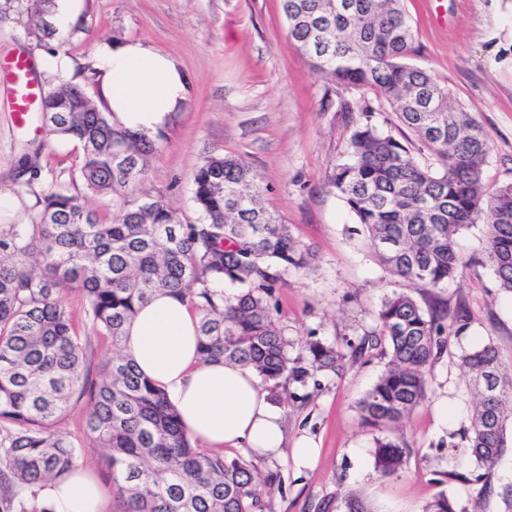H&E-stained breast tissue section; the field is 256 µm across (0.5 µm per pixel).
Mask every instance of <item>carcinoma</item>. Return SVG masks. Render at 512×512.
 <instances>
[{
    "mask_svg": "<svg viewBox=\"0 0 512 512\" xmlns=\"http://www.w3.org/2000/svg\"><path fill=\"white\" fill-rule=\"evenodd\" d=\"M288 36L316 75L349 90L372 91L437 159L420 164L409 147L371 122V109L351 113L347 159L330 187L367 233L392 274L436 289L460 268L457 236L484 225L483 249L501 290L512 293V183L484 190L490 145L482 129L448 100V89L405 62L415 35L403 0H280ZM52 0H34L27 35L53 34L45 15ZM48 135L81 146L79 177L91 195L130 189L152 151L144 136L112 124L85 88L62 83L41 107ZM197 217L182 221L162 201L130 203L112 221L60 186L40 200L27 224L0 230V512H51L41 484L68 473L79 453L59 429L72 400L87 409L86 436L106 451V467L121 512H269L261 477L241 458L200 450L167 393L142 376L126 351L127 326L159 292L189 299L199 312V347L206 363L252 368L276 391L306 386L318 374L344 371L381 348L385 369L359 401L365 423L390 426L428 398L430 368L448 337L470 326L467 314L435 303L422 308L405 293L384 299L378 330L346 341V356L309 338L288 353L272 308L284 269H310L316 252L296 240L269 208L251 169L221 154L194 177ZM240 286L224 295V284ZM73 289L85 298V323L112 342V357L89 376L87 337L66 305ZM459 361L475 399L465 439L479 496L496 494L512 512V483L496 492L490 471L508 450L512 423V366L488 342ZM404 444L375 441L384 476L401 469ZM425 512H467L441 495Z\"/></svg>",
    "mask_w": 512,
    "mask_h": 512,
    "instance_id": "cac0c4a2",
    "label": "carcinoma"
}]
</instances>
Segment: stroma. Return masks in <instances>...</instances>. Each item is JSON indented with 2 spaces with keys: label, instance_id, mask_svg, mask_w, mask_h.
<instances>
[{
  "label": "stroma",
  "instance_id": "1",
  "mask_svg": "<svg viewBox=\"0 0 512 512\" xmlns=\"http://www.w3.org/2000/svg\"><path fill=\"white\" fill-rule=\"evenodd\" d=\"M415 31L417 51L410 64L428 69L448 89L453 104L480 123L491 146L483 170L487 191L512 183V13L502 0H404ZM83 30L35 42L28 38V15L9 10L0 19V54L30 53L43 88L58 80L82 85L89 96L97 88L85 74L99 43L141 40L168 53L186 71L191 95L172 113L163 138L154 142L149 167L132 193L117 191L87 198L103 220L125 200H160L178 214L196 217L194 176L209 156L241 159L265 187L268 205L288 224L293 236L317 254L313 270H279L276 322L289 352L314 336L345 350L377 327V313L393 292L420 304L438 299L449 310L465 307L471 325L461 337H449L444 355L430 369L428 402L405 418L399 433L407 454L398 474L381 476L374 465L377 429L363 425L357 403L381 375L385 359L372 350L348 362L341 375L309 380L304 398L290 400L280 391L289 432L303 431L319 442L314 469L296 470L286 459L266 460L247 448H228L261 473L271 512H347V496L359 498L366 512L383 504L397 512H422L438 494L455 498L467 512H499L496 496L479 497L470 483L475 468L460 437L472 406L469 380L459 366L462 352L491 342L504 363L512 362V296L499 289L484 257L481 226L463 231L457 250L466 264L462 278L428 293L420 284L392 275L376 256L357 220L328 182L337 163L347 158V113L339 103L366 102L380 129L407 144L420 163L431 153L374 94L345 91L319 78L307 57L288 37L280 0H77ZM10 85L0 79V188L11 191L18 206L11 223H27L38 201L55 184L78 182L75 142L47 138L41 114L27 129L12 121ZM35 156L40 174L31 185L17 178L23 156ZM454 409L441 423L434 401ZM61 427L79 448L81 462L105 475L101 451L85 436V405L72 403Z\"/></svg>",
  "mask_w": 512,
  "mask_h": 512
}]
</instances>
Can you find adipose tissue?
<instances>
[{
	"label": "adipose tissue",
	"instance_id": "1",
	"mask_svg": "<svg viewBox=\"0 0 512 512\" xmlns=\"http://www.w3.org/2000/svg\"><path fill=\"white\" fill-rule=\"evenodd\" d=\"M96 68L105 75L112 121L134 133L157 134L186 99L189 78L168 54L141 41L104 43ZM198 314L168 295L137 314L127 347L139 370L164 389L189 434L212 449L248 448L265 458L290 455L296 469L316 460V443L288 440L283 408L260 384L257 373L235 364H206L197 352ZM54 512H107L110 497L94 471L81 466L41 491Z\"/></svg>",
	"mask_w": 512,
	"mask_h": 512
}]
</instances>
